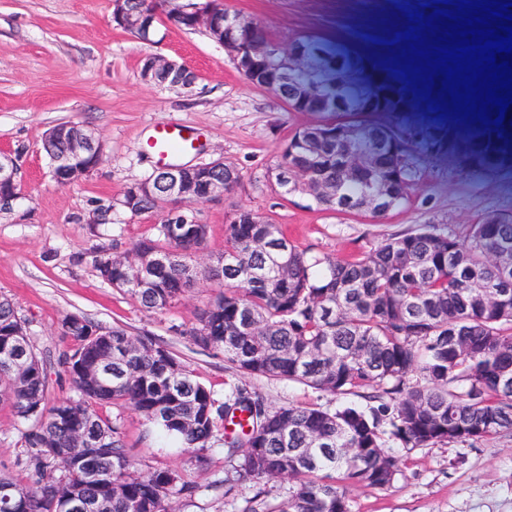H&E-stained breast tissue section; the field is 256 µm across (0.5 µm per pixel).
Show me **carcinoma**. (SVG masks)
Listing matches in <instances>:
<instances>
[{"label": "carcinoma", "instance_id": "obj_1", "mask_svg": "<svg viewBox=\"0 0 512 512\" xmlns=\"http://www.w3.org/2000/svg\"><path fill=\"white\" fill-rule=\"evenodd\" d=\"M288 71L308 85L338 77L352 101L380 88L404 90L387 75ZM353 116L339 129L364 175L337 179L336 143L327 142L305 156L311 180L336 181V194L316 204L364 211L371 191L398 172L394 209L410 186L409 140ZM370 132L395 148L390 163L367 157ZM418 145L469 171L512 168V135L505 142L479 122L429 126ZM152 230L126 252L145 266L152 287L128 282L116 267L112 287L155 311L203 278L216 293L189 331L196 344L222 351L241 377L336 396L369 389V404L272 407L236 383L221 402L150 338L86 319L61 322L68 350L58 366L75 396L53 399L50 364L1 295L0 403L21 424L29 472L23 482L0 475V512H70V498L97 502L96 512H171L173 500L197 495L200 486L175 470L135 474L119 427L103 414L107 407L138 413L192 451L223 429L232 471L212 488L228 498L242 484L256 487L240 512H351L349 488L394 482L399 459L391 445L410 450L512 431L511 217H485L466 241L434 229L387 238L350 260L310 256L278 224H226L221 274L194 269L208 225L157 223ZM282 480L287 498L273 503L267 486Z\"/></svg>", "mask_w": 512, "mask_h": 512}]
</instances>
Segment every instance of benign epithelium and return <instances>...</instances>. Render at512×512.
<instances>
[{
	"label": "benign epithelium",
	"mask_w": 512,
	"mask_h": 512,
	"mask_svg": "<svg viewBox=\"0 0 512 512\" xmlns=\"http://www.w3.org/2000/svg\"><path fill=\"white\" fill-rule=\"evenodd\" d=\"M170 14L188 23L211 40L224 46L237 70L252 84L273 91L288 84V73L273 68L270 57L283 53L294 59L302 69L311 64L306 47L297 42L286 49L259 41L251 21L231 16L201 0H170ZM112 19L118 27L133 34L143 42H151L155 29L148 13L132 7L130 0H112ZM142 80L172 88L187 89L197 80V74L187 66L157 54L142 59ZM288 107L295 112H356L358 108L344 103L341 86L332 83L323 91L293 86L288 93ZM63 141L68 149L52 158V178L62 186L71 185L87 177L97 168L104 155V143L95 132L83 128L75 133L69 126L57 125L50 129L44 143ZM18 157L0 153V207L14 206L21 197L18 182ZM304 174V166L297 160L276 169L274 179L284 182ZM241 179L236 167L224 164L218 158L209 163L192 167H175L156 172L148 180H140L127 187L126 197L116 203L101 204L89 214L87 223L101 224L109 220L116 208L131 209L148 198H166L162 214L165 224H198L195 206L201 203L222 201Z\"/></svg>",
	"instance_id": "benign-epithelium-1"
}]
</instances>
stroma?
Here are the masks:
<instances>
[{
  "label": "stroma",
  "mask_w": 512,
  "mask_h": 512,
  "mask_svg": "<svg viewBox=\"0 0 512 512\" xmlns=\"http://www.w3.org/2000/svg\"><path fill=\"white\" fill-rule=\"evenodd\" d=\"M425 0H224L229 12L260 22L274 42L288 46L314 35L346 53L365 72L377 69L373 53L389 47L385 23L390 10L413 11ZM160 54L193 69L187 90L144 83L141 58ZM323 112H293L274 93L248 82L223 46L204 33L159 24L153 43L117 29L110 0H0V149L20 157L22 197L12 213L0 215V294L11 298L27 332L48 360L67 345L59 336L69 314L109 329L119 325L168 347L194 371L215 398L236 376L221 352L194 344L187 331L198 308L212 295L198 283L175 304L149 312L129 293L103 282L94 269L104 252L123 253L146 235L154 217L116 212L108 224L88 223L89 212L155 170L146 149L157 122L191 127L202 144L182 157L192 166L224 158L242 182L223 201L198 205L209 226L205 257L224 252V224L243 208L279 224L299 249L316 257L349 259L383 239L424 228L465 237L471 225L491 214H512V171L489 176L464 171L445 156L410 152L407 201L375 217L367 212L334 213L306 197L285 195L272 172L295 131L327 121ZM77 122L99 133L105 160L81 182L62 187L51 177L42 148L45 133L61 122ZM268 405L336 407V397L293 382L248 379ZM139 472L169 468L197 481L203 490L179 499L175 512H237L254 495L241 485L234 501L211 490L223 479L225 449L214 438L210 464L196 469L190 454L159 436L129 410L109 409ZM400 472L392 486L357 487L352 512H512V432L473 443L397 449ZM27 450L9 405H0V471L25 480Z\"/></svg>",
  "instance_id": "obj_1"
}]
</instances>
